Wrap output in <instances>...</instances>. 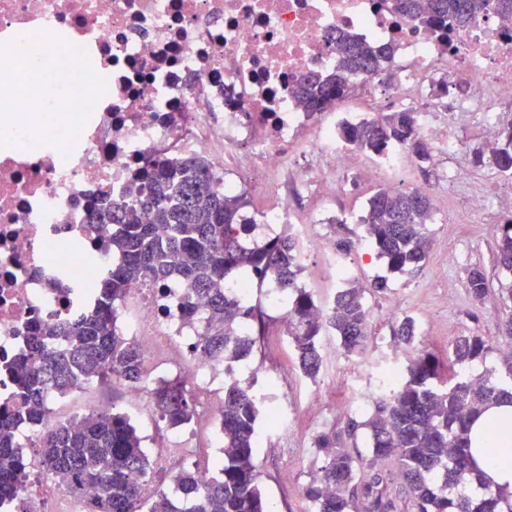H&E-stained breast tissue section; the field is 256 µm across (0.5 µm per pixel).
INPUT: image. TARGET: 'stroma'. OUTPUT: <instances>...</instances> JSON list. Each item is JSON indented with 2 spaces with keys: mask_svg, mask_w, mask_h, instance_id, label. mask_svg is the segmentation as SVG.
Listing matches in <instances>:
<instances>
[{
  "mask_svg": "<svg viewBox=\"0 0 512 512\" xmlns=\"http://www.w3.org/2000/svg\"><path fill=\"white\" fill-rule=\"evenodd\" d=\"M444 117L458 151L444 154L432 150L430 160L416 161L384 179L385 184L406 191L417 185L432 192L437 214L429 226L431 245L426 260L413 273L389 272L357 221L376 184L344 172L338 177L334 196L323 201L310 198L305 203L321 219L314 227L316 233L332 243L345 238L354 242L350 253L352 273L368 289L370 339L363 355L349 356L336 336L324 333L320 346L323 367L313 380L301 374L283 332L267 337L264 350L254 351L240 367L238 378L254 381L260 388L265 384L264 377L251 378L250 370L253 365H263L267 375L275 379L273 400H287L294 413L291 436H279L265 425L258 428L254 450L258 483L274 512H308L310 504L303 490L322 464L321 455L312 446L320 431L343 427L351 420L358 422L354 444L362 456H369L370 435L361 423L374 408L352 406L344 398L348 390L374 386L385 370L405 369L418 350L444 355L461 336L483 337L491 347L486 359L465 366V373L502 370L496 350L500 341L498 325L512 315V304L502 297L503 287L512 285V273L498 263L494 229L512 218V177L502 174L492 163L476 166L471 159L475 152L486 150L492 125L512 121V100L499 103L493 116L448 111ZM462 160L469 164L470 177L463 182L453 181L452 174ZM476 267L482 268L489 280L488 291L480 301L473 300L468 290L469 272ZM377 278L386 279L387 287L380 293L370 292L369 286ZM393 300L400 302L402 315L414 318L418 327L415 345L396 356L383 345L391 337L393 324L384 310ZM313 393L321 400L322 413L316 418L305 411L306 400ZM111 396L110 385L91 383L54 399L53 417L64 421L82 415L91 403Z\"/></svg>",
  "mask_w": 512,
  "mask_h": 512,
  "instance_id": "stroma-1",
  "label": "stroma"
}]
</instances>
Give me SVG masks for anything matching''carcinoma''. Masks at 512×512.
I'll return each mask as SVG.
<instances>
[{
	"instance_id": "obj_1",
	"label": "carcinoma",
	"mask_w": 512,
	"mask_h": 512,
	"mask_svg": "<svg viewBox=\"0 0 512 512\" xmlns=\"http://www.w3.org/2000/svg\"><path fill=\"white\" fill-rule=\"evenodd\" d=\"M487 2L396 0V6L423 19L448 42L487 8ZM337 46L342 61L336 71L324 78L306 76L296 88L312 115L341 99L351 76L378 72L392 62L389 49L351 45L341 39ZM417 131L416 112L408 109L372 120L342 121L338 129L342 139L372 157L408 144L425 160L431 146ZM490 160L512 176V123L497 132ZM143 190L137 204L150 213L146 224L125 204L105 202L93 213L94 219L112 225V250L122 255L121 262L97 284L96 307L60 325L34 324L28 350L13 366L17 401L0 406V500L14 496L29 470L37 466L74 493L93 489L90 512H269L254 459L264 405L253 384L224 382V413L219 423L223 450L213 462L209 481L200 483L187 470L176 475V500L162 490L151 498L143 496L138 478L151 473L152 462L129 414L114 406L104 413L54 423L50 399L107 374L125 386L144 380L141 350L119 324L120 306L134 282L162 285L178 279L187 290L181 315L189 321L198 315L196 300H203L206 322L193 347L230 370L248 358L257 344V339L243 334L241 318L258 321L262 336L270 334L278 318L244 308L242 300L224 293V280L239 270L248 278L274 277L285 294L291 319L289 345L309 379L321 371L320 342L326 332L336 336L346 354L365 352L371 318L365 288L354 282L337 288L331 306L321 311L313 294L298 284L301 268L288 234L244 247L247 225L241 220L247 201L242 195L224 193L221 178L202 157L152 160L144 172ZM432 212L430 197L419 191L382 187L368 199L362 223L391 272L406 274L425 261ZM496 247L499 264L512 272V218L497 226ZM468 284L472 298L483 299L488 290L484 272L471 270ZM391 332L395 344H411L417 324L404 317L392 325ZM56 336L62 338V345L51 344ZM491 350L482 337L463 336L449 348L446 362L428 350L420 351L398 376L393 392L375 398L374 414L361 424L372 438V456L367 460L348 445L361 426L354 421L316 435L314 447L323 452L324 463L304 488L315 512H355L360 499L367 512H397L395 501L386 494L390 481L401 484L412 512H512V493L470 468L469 423L509 390L490 373L462 377L460 367ZM187 383V377L180 375L162 378L149 388L154 414L168 429L194 419L195 397ZM19 425L44 430L36 464L16 445L14 432ZM387 460L395 462L396 470L386 473L379 468Z\"/></svg>"
}]
</instances>
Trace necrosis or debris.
<instances>
[{"label": "necrosis or debris", "mask_w": 512, "mask_h": 512, "mask_svg": "<svg viewBox=\"0 0 512 512\" xmlns=\"http://www.w3.org/2000/svg\"><path fill=\"white\" fill-rule=\"evenodd\" d=\"M393 45L394 68L353 77L347 99L314 124L292 89L310 74L334 72L338 35ZM70 92L56 97L12 60L51 61ZM466 85L456 109L484 111L512 98V14L481 11L450 44L394 0H0V88L56 98L54 123L0 102V404L15 398L12 364L34 322H65L92 303L93 280L111 268L112 227L91 221L104 200L132 205L147 162L161 153L199 154L244 175L268 209L245 216L251 235L288 225L297 259L321 254L337 282L348 258L315 238L310 216L294 211L289 188L328 190L336 171L362 154L336 135L348 102L376 110L378 92L400 98L443 73ZM362 165V164H361ZM185 290L133 285L127 325L152 374L160 349L185 365L195 385L223 382V364L192 350L194 325L180 315ZM0 512H87L33 470Z\"/></svg>", "instance_id": "necrosis-or-debris-1"}]
</instances>
